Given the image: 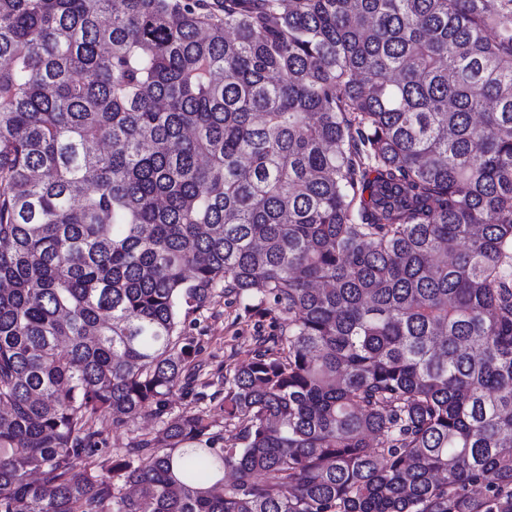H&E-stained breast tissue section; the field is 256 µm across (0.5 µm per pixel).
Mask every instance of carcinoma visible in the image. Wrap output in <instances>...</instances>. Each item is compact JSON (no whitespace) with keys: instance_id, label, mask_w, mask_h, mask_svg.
Wrapping results in <instances>:
<instances>
[{"instance_id":"obj_1","label":"carcinoma","mask_w":512,"mask_h":512,"mask_svg":"<svg viewBox=\"0 0 512 512\" xmlns=\"http://www.w3.org/2000/svg\"><path fill=\"white\" fill-rule=\"evenodd\" d=\"M0 407V512H512V0H0ZM192 321L189 326V321ZM244 312L242 300L234 294H218L200 313L189 318L188 334L197 345V360L205 364L210 381L215 385L207 392L221 389L217 385V370L224 363L247 361L254 348V337L272 332L270 318L262 319ZM222 396H223V394H221L220 397L216 401L212 402L210 405H209L208 401H207V403L204 402V404H196L191 396H186L184 394V392L175 390L173 392L172 396L169 397V403H170L172 414H175V413H178L181 411H186V410L187 411L194 410V409H197L198 406H200V408L207 407L206 410H210V414L218 417L219 409H218V406H216V405L218 403V400ZM97 428L106 448H118L127 444L132 437L154 433L159 428V422L148 414L131 421L126 428L116 429L112 427L111 419L105 418L98 421Z\"/></svg>"}]
</instances>
